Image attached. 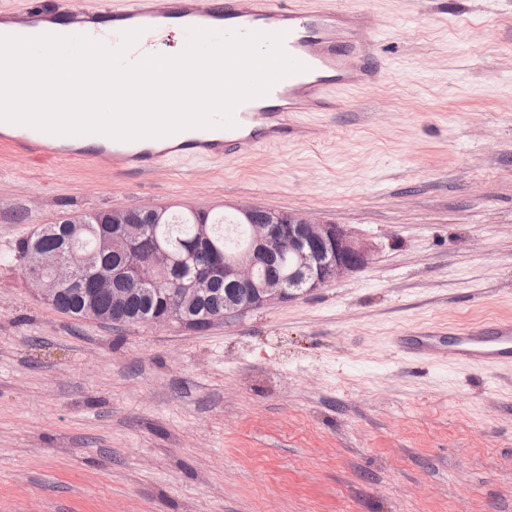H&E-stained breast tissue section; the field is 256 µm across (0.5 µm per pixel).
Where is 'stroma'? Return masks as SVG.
Masks as SVG:
<instances>
[{"mask_svg": "<svg viewBox=\"0 0 512 512\" xmlns=\"http://www.w3.org/2000/svg\"><path fill=\"white\" fill-rule=\"evenodd\" d=\"M392 70L310 141L148 174L0 149V512H512V364L404 357L512 321V0H354ZM304 211L373 246L217 320L57 311L18 244L81 213Z\"/></svg>", "mask_w": 512, "mask_h": 512, "instance_id": "35a3bbf8", "label": "stroma"}]
</instances>
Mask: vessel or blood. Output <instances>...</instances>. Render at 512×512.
Wrapping results in <instances>:
<instances>
[{"label":"vessel or blood","mask_w":512,"mask_h":512,"mask_svg":"<svg viewBox=\"0 0 512 512\" xmlns=\"http://www.w3.org/2000/svg\"><path fill=\"white\" fill-rule=\"evenodd\" d=\"M360 11L344 0H41L19 14L0 19V34L34 36L44 33L84 35L117 46L120 34L141 29L127 59L136 62L154 54L174 52L175 37L188 28L279 32L285 51L305 66L276 80L264 96L247 100L234 111L231 128L189 129L175 134L166 148L146 138L118 141L101 137L65 148L59 135L32 127L0 122V147L44 159L94 162L106 159L119 170L149 171L176 157L236 159L302 136L305 112H329L343 92L379 85L389 65L377 57V31L364 25ZM399 349L416 358L446 351L450 359L494 367L512 363V322L466 328L451 337L433 332L401 336Z\"/></svg>","instance_id":"1"}]
</instances>
